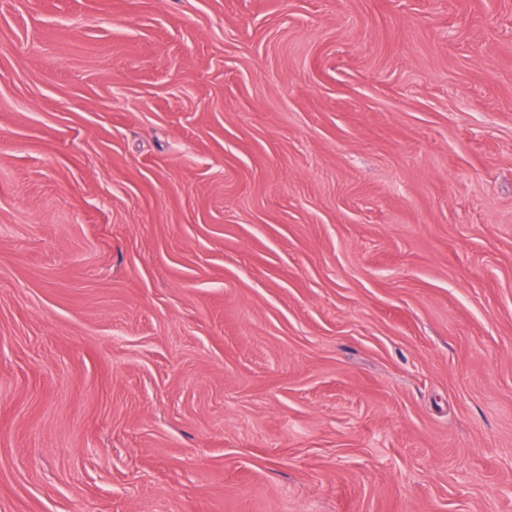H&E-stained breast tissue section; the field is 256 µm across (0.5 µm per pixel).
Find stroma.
Listing matches in <instances>:
<instances>
[{
  "label": "stroma",
  "instance_id": "1",
  "mask_svg": "<svg viewBox=\"0 0 512 512\" xmlns=\"http://www.w3.org/2000/svg\"><path fill=\"white\" fill-rule=\"evenodd\" d=\"M0 512H512V0H0Z\"/></svg>",
  "mask_w": 512,
  "mask_h": 512
}]
</instances>
